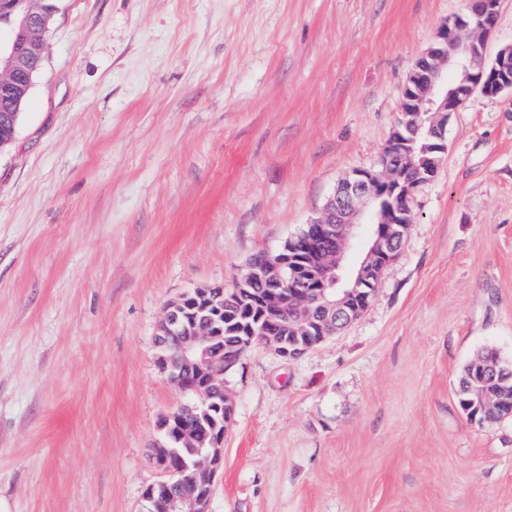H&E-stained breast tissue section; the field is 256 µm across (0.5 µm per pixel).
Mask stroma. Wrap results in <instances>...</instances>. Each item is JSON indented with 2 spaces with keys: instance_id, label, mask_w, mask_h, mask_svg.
Masks as SVG:
<instances>
[{
  "instance_id": "stroma-1",
  "label": "stroma",
  "mask_w": 512,
  "mask_h": 512,
  "mask_svg": "<svg viewBox=\"0 0 512 512\" xmlns=\"http://www.w3.org/2000/svg\"><path fill=\"white\" fill-rule=\"evenodd\" d=\"M0 153V498L143 512L166 304L233 287L376 166L410 68L465 0H55ZM362 316L287 359L256 344L210 512H512V421L455 386L512 360V94L474 96ZM490 349L482 350L467 363L459 380L457 402L466 419L477 426L492 425L512 420L511 389L505 391L500 381L503 371L512 373V362L501 361L496 366L489 362ZM487 396H499L501 406L497 410L486 409L483 405Z\"/></svg>"
}]
</instances>
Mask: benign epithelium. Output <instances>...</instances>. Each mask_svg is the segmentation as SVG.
Returning a JSON list of instances; mask_svg holds the SVG:
<instances>
[{
  "instance_id": "obj_1",
  "label": "benign epithelium",
  "mask_w": 512,
  "mask_h": 512,
  "mask_svg": "<svg viewBox=\"0 0 512 512\" xmlns=\"http://www.w3.org/2000/svg\"><path fill=\"white\" fill-rule=\"evenodd\" d=\"M500 0H467L466 11L443 22L434 44L417 57L412 66L400 104V120L384 146L381 170H354L342 179L328 200L319 218L307 225L302 244L307 249L295 250L279 265L291 269L290 289L279 294L270 308L267 324L262 330V343L282 357L297 358L316 348L327 337H306L290 344L277 336L280 321L288 317L312 327L327 324L328 316L347 317V302L361 293V287L377 279L381 270L396 256L398 232L396 224L411 223V203L416 189L431 182L438 174L447 152L445 130L448 117L461 110L479 94L497 97L512 92V43L499 49L493 61H486V43L491 36ZM39 22L30 14L19 26L10 22L0 25V58L20 60L29 53V31ZM31 83V73L13 69L0 77V101L6 111L15 112L19 84ZM421 112H432L437 118L435 135L429 145L432 162L424 167L412 163L404 145L412 133L406 120ZM364 243L366 257L357 265L344 263L349 244ZM213 321L202 320L186 327L175 311L166 313L159 325L155 344L168 336L177 342L183 364L194 369L203 383H187L175 373L161 356L157 363L177 388L190 387L200 403L198 410L209 414L212 388L223 382L224 367L211 354L215 339ZM160 429L179 431L187 438L193 430L182 427L179 413L172 411L161 419ZM208 453L192 463L176 468V451L155 454L160 479L150 484L144 501L157 512H209L215 479L224 462V429L213 423L208 440ZM189 473L197 494L176 496L171 481L181 473Z\"/></svg>"
}]
</instances>
